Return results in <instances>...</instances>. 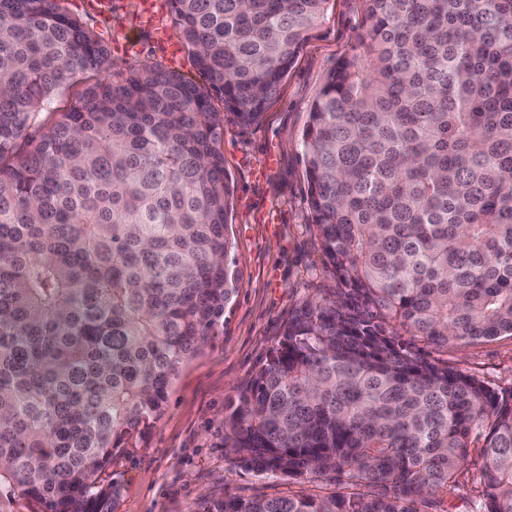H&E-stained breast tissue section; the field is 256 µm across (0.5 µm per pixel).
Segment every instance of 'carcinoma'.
<instances>
[{"label": "carcinoma", "mask_w": 512, "mask_h": 512, "mask_svg": "<svg viewBox=\"0 0 512 512\" xmlns=\"http://www.w3.org/2000/svg\"><path fill=\"white\" fill-rule=\"evenodd\" d=\"M332 0H169L207 83L142 64L29 122L107 49L59 0H0V512H109L101 474L236 294L224 120L257 123ZM303 134L336 292L224 417L235 463L324 495L198 512H431L483 460L512 512V391L430 359L512 336V0H367Z\"/></svg>", "instance_id": "obj_1"}]
</instances>
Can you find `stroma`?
I'll list each match as a JSON object with an SVG mask.
<instances>
[{
	"mask_svg": "<svg viewBox=\"0 0 512 512\" xmlns=\"http://www.w3.org/2000/svg\"><path fill=\"white\" fill-rule=\"evenodd\" d=\"M106 45L113 78L147 64L195 80L168 0H61ZM364 0H333L259 124L224 116V169L232 191L228 232L236 294L207 346L185 363L161 416L105 473L120 495L114 512H196L204 496L325 494L327 483L288 485L235 465L224 453V411L283 339L303 305L329 297L336 280L313 222L303 152L312 104L338 58L367 29ZM448 362L497 390L512 389V337L452 346Z\"/></svg>",
	"mask_w": 512,
	"mask_h": 512,
	"instance_id": "stroma-1",
	"label": "stroma"
}]
</instances>
